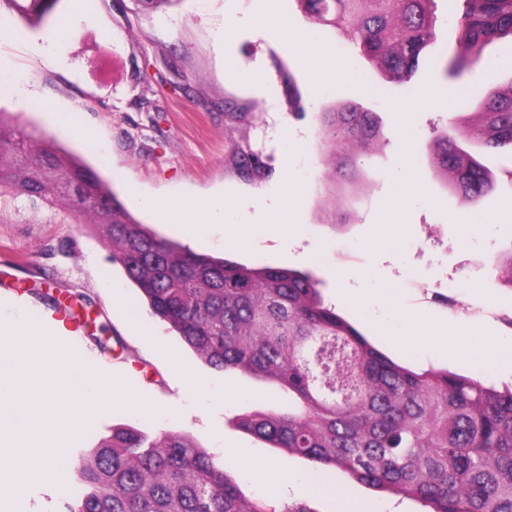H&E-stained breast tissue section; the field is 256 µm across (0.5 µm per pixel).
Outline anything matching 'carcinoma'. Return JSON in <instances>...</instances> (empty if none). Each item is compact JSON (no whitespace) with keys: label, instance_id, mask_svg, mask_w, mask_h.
Masks as SVG:
<instances>
[{"label":"carcinoma","instance_id":"obj_1","mask_svg":"<svg viewBox=\"0 0 512 512\" xmlns=\"http://www.w3.org/2000/svg\"><path fill=\"white\" fill-rule=\"evenodd\" d=\"M30 26L50 22L60 0H0ZM433 0H298L314 24L337 31L387 79L410 81L435 38ZM457 48L443 70L462 76L486 46L512 36V0H462ZM512 157V83L485 93L476 117L429 146L436 174L476 206L495 176L459 141ZM380 117L347 104L323 113L326 201L346 205L357 157L377 152ZM24 198L69 223L94 224L165 323L209 367L238 370L288 390L286 413L238 426L275 448L332 466L431 512H512V390L446 370L414 372L325 305L314 277L199 254L156 235L111 185L52 138L35 139L0 117V198ZM65 512H311L246 498L213 455L185 433L133 427L79 449L67 463Z\"/></svg>","mask_w":512,"mask_h":512}]
</instances>
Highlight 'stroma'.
I'll return each instance as SVG.
<instances>
[{"instance_id":"stroma-1","label":"stroma","mask_w":512,"mask_h":512,"mask_svg":"<svg viewBox=\"0 0 512 512\" xmlns=\"http://www.w3.org/2000/svg\"><path fill=\"white\" fill-rule=\"evenodd\" d=\"M83 3L76 16L71 0H61L57 14L70 28L62 39L55 25L34 30L8 6L0 7V28L7 33L0 61L42 100L28 109L0 95V110L81 156L155 233L174 236L155 213L142 209L138 196L166 203L223 194L240 220L258 226V234L243 248L217 237L203 240L196 252L312 273L321 281L325 303L397 363L417 372L445 369L499 391L512 388V364L490 368L473 358L442 357L429 343L406 347L389 333L403 315L427 311L452 326L468 322L483 335L512 338V280L495 267L512 245V182L500 174L507 161L480 153L499 177L479 205L467 206L434 175L428 160L432 138L469 118L463 102L512 81L511 37L489 45L464 78L444 76L440 59L456 47L459 3L435 0L436 40L412 81L399 85L351 55L334 30L313 27L297 0H280L289 22L315 29L343 66L336 78L319 85L296 52L249 21H240L232 42L220 43L230 17L228 0H183L155 9L137 8L134 0ZM228 55L260 71L264 83L226 78ZM424 91L434 97L422 103L418 96ZM346 103L377 112L386 142L358 162L357 178L347 187L349 219L333 220L324 200L321 114ZM50 112L83 122L106 153L96 155L53 127L46 118ZM244 154L258 159L260 171L240 167ZM410 172L419 179L421 196L400 191ZM282 182L301 201V224L293 232L270 223L262 208L266 192ZM393 203L402 209L403 223L389 222ZM366 267L375 271L365 283L367 303L337 302L338 288L356 284ZM106 278L123 284V301L102 287ZM389 283L400 292V307L378 298L379 288ZM128 301L141 303L140 292L113 264L97 228L56 222L27 203H0V320L20 323L40 311L63 323L85 347L90 365L122 376L135 398L124 409L90 408L74 447L109 435L117 425L152 435L181 431L207 448L214 464L233 475L251 499L303 504L312 512H365L366 505L394 500L404 512H427L412 498L376 491L239 428L238 419L251 412L287 411V391L238 371L209 368L162 323H154V335H139L127 323ZM174 358L208 380L218 398L190 403L170 366ZM256 454L281 472L312 473L326 491L297 496L268 486L245 468ZM63 497L33 481L0 496V512H61Z\"/></svg>"}]
</instances>
